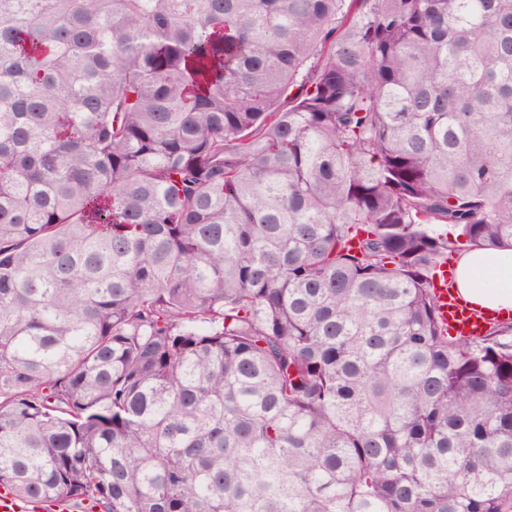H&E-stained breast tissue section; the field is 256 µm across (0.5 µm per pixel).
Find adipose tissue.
I'll use <instances>...</instances> for the list:
<instances>
[{
	"label": "adipose tissue",
	"mask_w": 512,
	"mask_h": 512,
	"mask_svg": "<svg viewBox=\"0 0 512 512\" xmlns=\"http://www.w3.org/2000/svg\"><path fill=\"white\" fill-rule=\"evenodd\" d=\"M455 280L460 296L472 307L504 319L512 315V248L458 254Z\"/></svg>",
	"instance_id": "obj_1"
}]
</instances>
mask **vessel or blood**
I'll list each match as a JSON object with an SVG mask.
<instances>
[{
  "instance_id": "vessel-or-blood-1",
  "label": "vessel or blood",
  "mask_w": 512,
  "mask_h": 512,
  "mask_svg": "<svg viewBox=\"0 0 512 512\" xmlns=\"http://www.w3.org/2000/svg\"><path fill=\"white\" fill-rule=\"evenodd\" d=\"M434 293L439 299L441 314L450 334L482 336L490 318L484 312L463 303L454 287L453 273L447 265H438L431 280Z\"/></svg>"
}]
</instances>
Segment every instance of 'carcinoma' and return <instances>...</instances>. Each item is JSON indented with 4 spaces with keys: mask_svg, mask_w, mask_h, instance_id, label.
I'll use <instances>...</instances> for the list:
<instances>
[{
    "mask_svg": "<svg viewBox=\"0 0 512 512\" xmlns=\"http://www.w3.org/2000/svg\"><path fill=\"white\" fill-rule=\"evenodd\" d=\"M460 243L512 248V0H0V488L512 512Z\"/></svg>",
    "mask_w": 512,
    "mask_h": 512,
    "instance_id": "carcinoma-1",
    "label": "carcinoma"
}]
</instances>
